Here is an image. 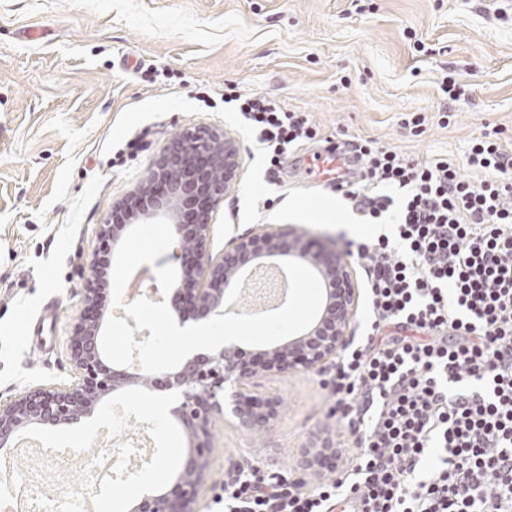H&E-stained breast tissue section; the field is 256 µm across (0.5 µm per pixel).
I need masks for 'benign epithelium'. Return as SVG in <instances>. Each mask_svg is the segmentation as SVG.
I'll return each instance as SVG.
<instances>
[{
  "instance_id": "benign-epithelium-1",
  "label": "benign epithelium",
  "mask_w": 512,
  "mask_h": 512,
  "mask_svg": "<svg viewBox=\"0 0 512 512\" xmlns=\"http://www.w3.org/2000/svg\"><path fill=\"white\" fill-rule=\"evenodd\" d=\"M241 167L240 144L227 131L207 127L186 129L175 136L155 160L146 180L116 204L138 222L167 217L175 235L174 256L181 267L172 309L195 321L224 314L232 301L231 285L240 274L265 266V260L286 256L312 268L323 285V304L312 326L287 343L262 353L266 371L314 369L336 356L349 340L358 304L350 262L336 252L313 253L304 238L284 226L238 239L218 257L207 250L212 230V206L236 181ZM128 224H102L99 237L117 246ZM99 262L90 261L83 300L85 308L70 337L69 383L28 388L0 398V449L13 447L19 433L31 425L72 426L92 416L108 394L136 384L167 392L189 440L176 477L168 488L142 496L132 512H196L198 488L208 473L214 414L234 420L251 433L262 432L277 413V401L251 402L247 386L257 365L239 349L226 345L215 352H196L176 369L146 375L118 369L101 351V329L106 310ZM334 448L308 452L300 463L302 473L315 471Z\"/></svg>"
}]
</instances>
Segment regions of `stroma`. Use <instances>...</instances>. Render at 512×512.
Segmentation results:
<instances>
[{"label":"stroma","mask_w":512,"mask_h":512,"mask_svg":"<svg viewBox=\"0 0 512 512\" xmlns=\"http://www.w3.org/2000/svg\"><path fill=\"white\" fill-rule=\"evenodd\" d=\"M232 89L274 97L316 127L282 158L278 185L224 105ZM412 113L422 126L403 125ZM200 126L228 130L241 146L240 175L213 209L212 255L268 225L331 249L349 224L365 238L390 233L361 224L295 159L353 134L422 162L448 159L473 177L474 137L495 133L512 148V0H0V397L70 381V336L87 265L103 249L100 224L174 136ZM329 377L323 367L255 378L250 394L279 402L262 433L213 417L198 512H224L225 475L239 464L284 473L304 491L338 475V463L298 469L312 448L351 458ZM158 397L120 390L81 424L35 428L48 441L55 491L83 496L86 470L74 458L119 457L132 433L143 457L95 487L105 512H128L169 486L188 441L172 415L155 413Z\"/></svg>","instance_id":"1"}]
</instances>
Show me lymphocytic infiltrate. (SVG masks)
Here are the masks:
<instances>
[{
    "label": "lymphocytic infiltrate",
    "instance_id": "1",
    "mask_svg": "<svg viewBox=\"0 0 512 512\" xmlns=\"http://www.w3.org/2000/svg\"><path fill=\"white\" fill-rule=\"evenodd\" d=\"M277 183L288 149L312 139L307 113L258 93L229 94ZM361 180L338 187L392 234L348 240L364 272L367 323L331 381L336 419L354 439L346 472L311 492L283 475L241 472L224 512H512V151L474 138L462 177L353 136ZM441 454L426 476L419 466Z\"/></svg>",
    "mask_w": 512,
    "mask_h": 512
}]
</instances>
